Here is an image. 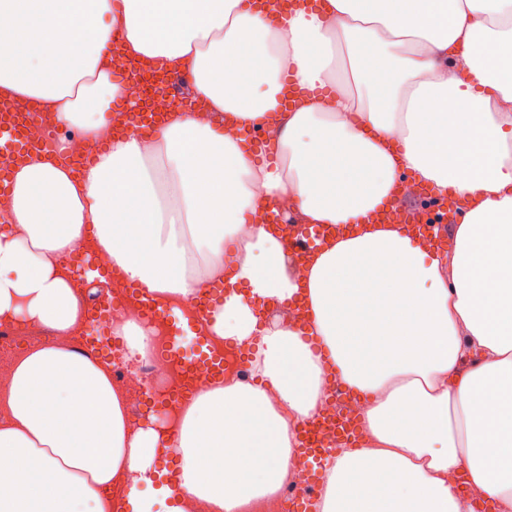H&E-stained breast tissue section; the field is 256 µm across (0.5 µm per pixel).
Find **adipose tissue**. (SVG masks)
Here are the masks:
<instances>
[{
	"label": "adipose tissue",
	"mask_w": 512,
	"mask_h": 512,
	"mask_svg": "<svg viewBox=\"0 0 512 512\" xmlns=\"http://www.w3.org/2000/svg\"><path fill=\"white\" fill-rule=\"evenodd\" d=\"M117 36L153 70L189 71L210 120L176 109L151 135L114 130ZM289 89L300 102L263 160L249 133ZM1 93L105 146L80 177L59 149L11 176L0 322L56 340L0 379V512H257L333 377L370 401L360 447L322 461L317 512H512V0H320L266 17L248 0H0ZM406 181L457 202L447 251L371 222ZM280 202L352 232L296 274L274 233L244 227ZM88 242L109 271L70 265ZM92 279L171 305L210 287L199 332L249 348L250 381L195 394L175 423L131 425L111 362L68 343ZM298 300L305 324L266 313ZM128 470L137 484L121 485Z\"/></svg>",
	"instance_id": "adipose-tissue-1"
}]
</instances>
